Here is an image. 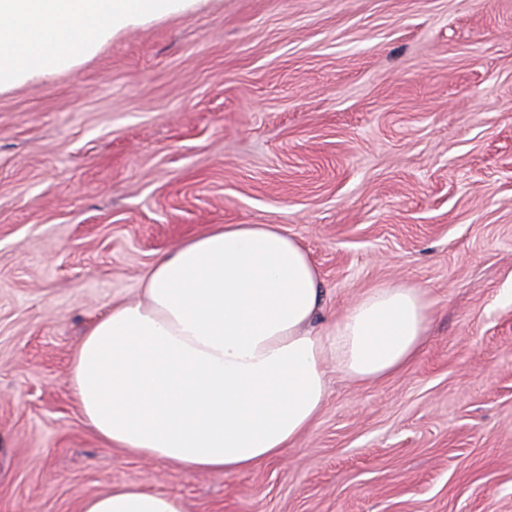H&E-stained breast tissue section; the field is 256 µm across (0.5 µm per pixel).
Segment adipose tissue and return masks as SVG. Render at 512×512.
Instances as JSON below:
<instances>
[{
  "instance_id": "ef3b65f1",
  "label": "adipose tissue",
  "mask_w": 512,
  "mask_h": 512,
  "mask_svg": "<svg viewBox=\"0 0 512 512\" xmlns=\"http://www.w3.org/2000/svg\"><path fill=\"white\" fill-rule=\"evenodd\" d=\"M195 0H0V91L94 56L124 30ZM307 248L276 224H216L160 256L142 297L112 306L73 355L69 384L107 446L188 472L235 473L280 458L327 396L329 371L386 379L424 347L422 288L387 283L321 321ZM79 512H183L134 484Z\"/></svg>"
}]
</instances>
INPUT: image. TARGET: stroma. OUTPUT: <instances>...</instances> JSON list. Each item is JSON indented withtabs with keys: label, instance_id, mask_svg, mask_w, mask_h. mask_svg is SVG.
I'll return each instance as SVG.
<instances>
[{
	"label": "stroma",
	"instance_id": "1",
	"mask_svg": "<svg viewBox=\"0 0 512 512\" xmlns=\"http://www.w3.org/2000/svg\"><path fill=\"white\" fill-rule=\"evenodd\" d=\"M213 224L309 250L329 321L423 288L407 368L330 377L278 460L111 448L69 385L86 329ZM135 484L183 512H512V0H200L0 92V512Z\"/></svg>",
	"mask_w": 512,
	"mask_h": 512
}]
</instances>
